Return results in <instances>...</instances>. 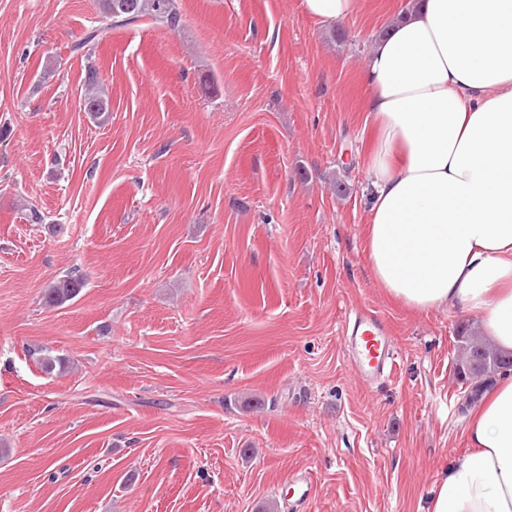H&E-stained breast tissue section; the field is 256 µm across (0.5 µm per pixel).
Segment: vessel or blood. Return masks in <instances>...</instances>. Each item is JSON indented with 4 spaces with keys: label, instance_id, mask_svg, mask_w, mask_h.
Instances as JSON below:
<instances>
[{
    "label": "vessel or blood",
    "instance_id": "1",
    "mask_svg": "<svg viewBox=\"0 0 512 512\" xmlns=\"http://www.w3.org/2000/svg\"><path fill=\"white\" fill-rule=\"evenodd\" d=\"M345 344L356 373L367 382L391 377L396 357L384 320L376 313L360 311L345 331Z\"/></svg>",
    "mask_w": 512,
    "mask_h": 512
}]
</instances>
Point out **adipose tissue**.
Here are the masks:
<instances>
[{
	"mask_svg": "<svg viewBox=\"0 0 512 512\" xmlns=\"http://www.w3.org/2000/svg\"><path fill=\"white\" fill-rule=\"evenodd\" d=\"M361 81L376 281L408 309L473 315L512 352V0H410ZM464 437L428 512H512V374Z\"/></svg>",
	"mask_w": 512,
	"mask_h": 512,
	"instance_id": "1",
	"label": "adipose tissue"
}]
</instances>
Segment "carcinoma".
<instances>
[{"instance_id": "carcinoma-1", "label": "carcinoma", "mask_w": 512, "mask_h": 512, "mask_svg": "<svg viewBox=\"0 0 512 512\" xmlns=\"http://www.w3.org/2000/svg\"><path fill=\"white\" fill-rule=\"evenodd\" d=\"M99 9L110 20V24L91 28L80 42L71 47V52H79L90 44L102 41L114 27L131 25L142 19H149L152 23L170 30L177 29L181 22L178 0H99ZM108 103L105 84L98 70L92 65L87 66L84 80V111L91 117L100 119L106 116ZM82 287L81 276L67 273L49 286L45 293L46 301L52 306L63 305L77 297ZM478 351L486 358L487 366L483 379L473 386L468 384L469 377L463 368L467 358ZM507 369L512 370V354L500 353L468 331L457 337L455 374L461 384L466 386L467 398H477L484 386L493 383L496 377Z\"/></svg>"}]
</instances>
